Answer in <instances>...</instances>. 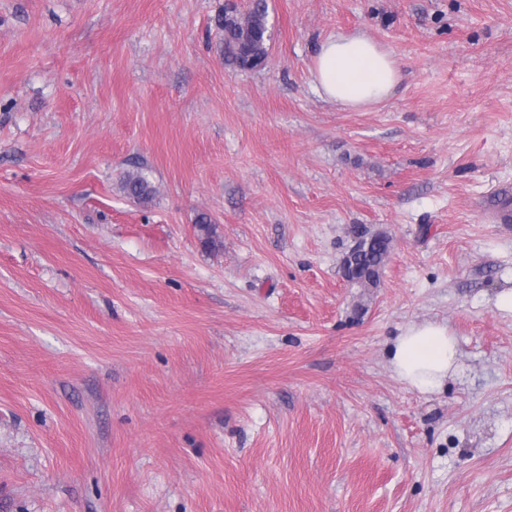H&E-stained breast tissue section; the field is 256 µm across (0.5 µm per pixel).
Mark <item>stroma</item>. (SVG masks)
Segmentation results:
<instances>
[{
    "instance_id": "stroma-1",
    "label": "stroma",
    "mask_w": 512,
    "mask_h": 512,
    "mask_svg": "<svg viewBox=\"0 0 512 512\" xmlns=\"http://www.w3.org/2000/svg\"><path fill=\"white\" fill-rule=\"evenodd\" d=\"M252 3L0 0V512H512V0H266L243 71L213 19ZM357 32L402 69L363 110L312 78ZM125 195L135 202H142L149 199L151 187L145 176L136 173L128 175L123 183ZM390 250V239L380 235L374 241L369 251H365L357 259L358 277L363 288L377 287L380 282L383 267ZM391 363L397 378L420 393L432 392L458 362V344L448 326L425 323L406 328L390 349Z\"/></svg>"
}]
</instances>
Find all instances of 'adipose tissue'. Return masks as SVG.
Listing matches in <instances>:
<instances>
[{
  "instance_id": "1",
  "label": "adipose tissue",
  "mask_w": 512,
  "mask_h": 512,
  "mask_svg": "<svg viewBox=\"0 0 512 512\" xmlns=\"http://www.w3.org/2000/svg\"><path fill=\"white\" fill-rule=\"evenodd\" d=\"M312 74L320 95L354 110L385 101L401 78L393 54L362 33L326 38L315 55ZM390 355L397 378L428 393L455 371L459 350L447 326L429 322L406 328L395 338Z\"/></svg>"
}]
</instances>
